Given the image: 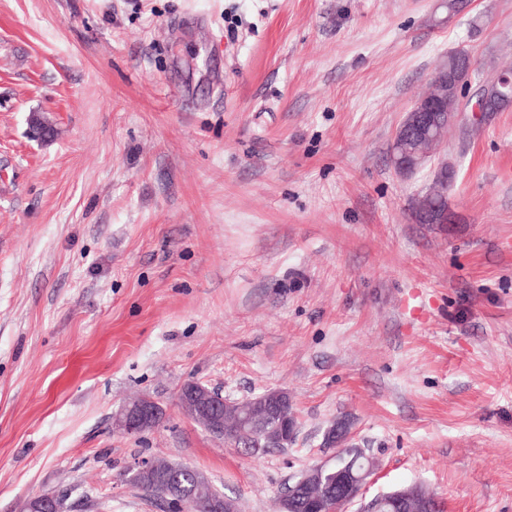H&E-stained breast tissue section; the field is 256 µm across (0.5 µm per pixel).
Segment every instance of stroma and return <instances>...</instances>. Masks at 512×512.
<instances>
[{"label":"stroma","mask_w":512,"mask_h":512,"mask_svg":"<svg viewBox=\"0 0 512 512\" xmlns=\"http://www.w3.org/2000/svg\"><path fill=\"white\" fill-rule=\"evenodd\" d=\"M457 49L512 66V0H0V512H162L125 475L153 456L279 512L339 417L364 498L512 512V110L448 133L453 224L388 152ZM189 381L287 390L295 443L211 436ZM441 190H444L443 186L439 189L435 184L429 194L419 195L415 198L412 206V214L416 223L429 224L435 208L446 205ZM153 405L157 403L149 397H144L143 401L125 405L116 415L117 428L125 434L135 435L146 431L154 424L156 426L163 413L155 423L157 410Z\"/></svg>","instance_id":"1"}]
</instances>
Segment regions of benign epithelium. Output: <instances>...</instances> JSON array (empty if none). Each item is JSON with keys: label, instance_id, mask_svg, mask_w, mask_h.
Wrapping results in <instances>:
<instances>
[{"label": "benign epithelium", "instance_id": "1", "mask_svg": "<svg viewBox=\"0 0 512 512\" xmlns=\"http://www.w3.org/2000/svg\"><path fill=\"white\" fill-rule=\"evenodd\" d=\"M496 84L500 87V100L493 102L481 94V87H472L471 80L463 79L452 72L437 71L430 81L429 88L414 102L406 113L412 123V136L418 140L436 143L442 140L445 133L443 118L460 121L465 113H471L475 120H480L486 112H502L512 107V71H499ZM406 138L405 125H399L392 152L394 168L402 175L416 173L431 163L436 152L419 153L404 146ZM212 388L197 384L183 399L182 411L186 415H197L207 421L211 420ZM265 408L266 422H271L280 415V407L290 400L288 391L271 389L259 397ZM157 410L155 401L145 397L137 403L125 405L116 415V426L128 435L139 434L155 424ZM270 443L276 448H284L296 439L297 431L287 425L280 429L270 427ZM324 466L318 465L304 473L295 483L292 494L284 495L280 500L281 512H294L306 506L313 498L310 489L322 480ZM134 475L142 479H154L160 473L156 458H142L132 467ZM372 472H366L357 478L346 470L336 472L333 481L320 487L319 498L315 503L314 512H336L328 497L336 495V501L350 506L360 496L363 486ZM421 493L418 486L413 485L403 490L389 493L391 502L400 508L406 506L411 498ZM21 512H58L57 495L45 491L27 499Z\"/></svg>", "mask_w": 512, "mask_h": 512}]
</instances>
